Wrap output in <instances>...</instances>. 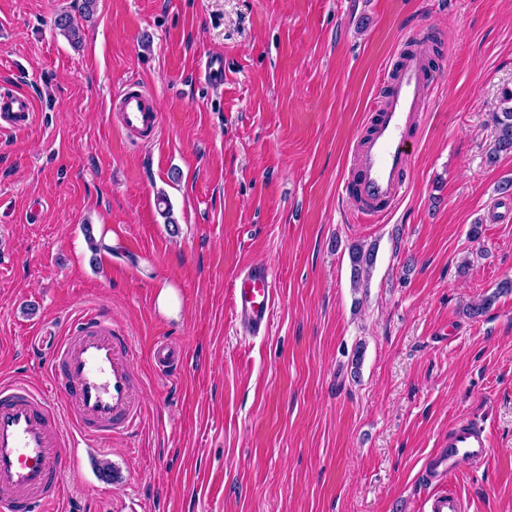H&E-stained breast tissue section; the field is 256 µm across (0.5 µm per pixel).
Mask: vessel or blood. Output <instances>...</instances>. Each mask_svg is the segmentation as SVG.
<instances>
[{"label": "vessel or blood", "mask_w": 512, "mask_h": 512, "mask_svg": "<svg viewBox=\"0 0 512 512\" xmlns=\"http://www.w3.org/2000/svg\"><path fill=\"white\" fill-rule=\"evenodd\" d=\"M432 84L422 56L405 58L370 133L357 144L343 189L355 191L365 222L382 220L406 193L405 171L416 146L409 131L425 110ZM34 116L31 95L0 94V132L26 130ZM121 125L153 137L161 130L162 115L152 97L129 91L121 101ZM272 293L268 268L250 266L236 276L233 309L246 332L267 329ZM132 354L129 337L115 331L102 308L72 322L52 356V372L57 394L74 410V439L58 436L59 417L40 393L23 383L0 385V512H34L36 503L56 502L75 439L102 442L133 432L141 401L129 365ZM489 449L485 431L463 420L449 430L434 467L448 478L463 463L485 460Z\"/></svg>", "instance_id": "vessel-or-blood-1"}]
</instances>
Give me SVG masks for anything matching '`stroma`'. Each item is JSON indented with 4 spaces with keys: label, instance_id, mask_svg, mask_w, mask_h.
I'll list each match as a JSON object with an SVG mask.
<instances>
[{
    "label": "stroma",
    "instance_id": "1",
    "mask_svg": "<svg viewBox=\"0 0 512 512\" xmlns=\"http://www.w3.org/2000/svg\"><path fill=\"white\" fill-rule=\"evenodd\" d=\"M81 4L0 0V92L36 107L0 135V380L48 386L69 322L99 306L132 341L143 406L133 433L75 449L49 512H428L450 486L465 512H512V154L486 160L512 0H96L74 44L54 20ZM410 40L439 84L403 200L364 224L343 181ZM131 82L163 114L154 139L113 121ZM354 241L378 246L359 297ZM250 265L273 277L258 338L231 302ZM165 285L178 317L157 309ZM160 341L176 371L155 366ZM462 419L488 457L430 479Z\"/></svg>",
    "mask_w": 512,
    "mask_h": 512
}]
</instances>
